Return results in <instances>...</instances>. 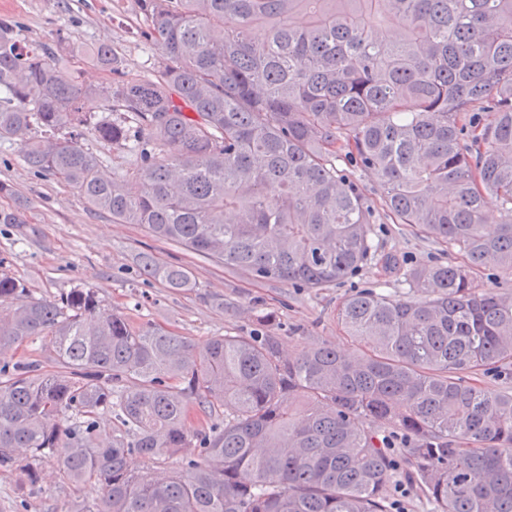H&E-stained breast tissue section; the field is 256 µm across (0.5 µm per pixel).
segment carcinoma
I'll return each instance as SVG.
<instances>
[{
    "label": "carcinoma",
    "instance_id": "cac0c4a2",
    "mask_svg": "<svg viewBox=\"0 0 512 512\" xmlns=\"http://www.w3.org/2000/svg\"><path fill=\"white\" fill-rule=\"evenodd\" d=\"M136 6L158 65L129 78L99 44L88 57L113 75L99 87L60 78L73 49L24 44L0 19V140L28 170L249 278L332 288L374 256L345 160L377 172L392 223L462 261L409 267L407 297H345L351 357L326 342L286 355L263 333L198 350L90 288L36 298L1 270L0 469L30 493L46 460L66 484H98L64 512H393L399 470L434 512H512V393L478 379L512 371V294L475 284L512 273V0ZM92 98L107 115L85 112ZM89 135L130 149L132 173H103ZM487 194L501 201L493 236ZM26 208L0 224L27 223ZM138 263L172 290L196 286L187 265ZM35 337L58 370L14 359ZM377 423L406 436L401 462Z\"/></svg>",
    "mask_w": 512,
    "mask_h": 512
}]
</instances>
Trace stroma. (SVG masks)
Listing matches in <instances>:
<instances>
[{
    "mask_svg": "<svg viewBox=\"0 0 512 512\" xmlns=\"http://www.w3.org/2000/svg\"><path fill=\"white\" fill-rule=\"evenodd\" d=\"M19 22L20 41L58 50L67 45L89 49L107 43L120 53L130 77L150 76L155 59L139 35L134 0H0V19ZM0 182L12 194L0 196V209L29 199L27 221L0 224V258L8 272L37 298H54L73 288H90L108 307L203 346L211 337L255 332L253 313H273L269 328L285 353L294 354L329 342L344 354L356 349L337 325V304L353 291L373 285L387 294L408 293L403 278L384 275L379 263L333 288H294L258 282L228 271L183 248L150 237L136 224H115L93 213L77 190L51 177L30 173L20 162L16 144H0ZM377 253L399 265L460 261L457 251L438 245L404 224L374 216ZM164 263L191 265L196 288L176 292L142 276L139 253ZM19 476L0 471V512H17L25 500L28 512H71L98 495L94 484L62 483L55 464L45 463L36 493L20 497Z\"/></svg>",
    "mask_w": 512,
    "mask_h": 512,
    "instance_id": "35a3bbf8",
    "label": "stroma"
}]
</instances>
